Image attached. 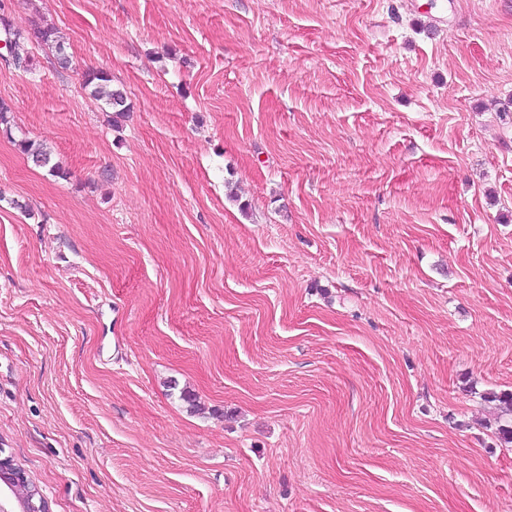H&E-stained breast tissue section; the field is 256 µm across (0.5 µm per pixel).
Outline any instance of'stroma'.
Returning a JSON list of instances; mask_svg holds the SVG:
<instances>
[{
    "mask_svg": "<svg viewBox=\"0 0 512 512\" xmlns=\"http://www.w3.org/2000/svg\"><path fill=\"white\" fill-rule=\"evenodd\" d=\"M1 16L0 448L49 512H512V0ZM103 70H90L84 74L83 84L90 88V94L95 100L102 101L114 112H126L125 96L119 89L112 88V79ZM20 145L23 152L27 154V156L36 166L43 168L48 167L49 172L64 176V171H61V168L57 163L51 164V154L46 149V147L43 146V144L33 140L25 139L21 141ZM486 396L492 401L503 404L502 414L498 417L496 434L506 444H512V393L489 392Z\"/></svg>",
    "mask_w": 512,
    "mask_h": 512,
    "instance_id": "stroma-1",
    "label": "stroma"
}]
</instances>
